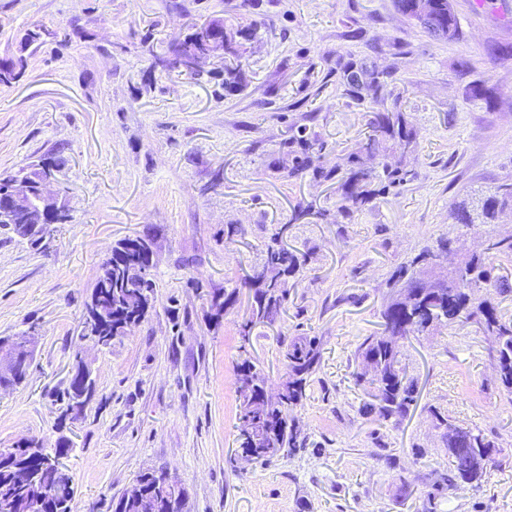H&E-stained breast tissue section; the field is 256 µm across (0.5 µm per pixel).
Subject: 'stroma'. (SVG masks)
<instances>
[{"mask_svg":"<svg viewBox=\"0 0 512 512\" xmlns=\"http://www.w3.org/2000/svg\"><path fill=\"white\" fill-rule=\"evenodd\" d=\"M452 2L458 32L447 39L396 0H0V58L26 61L0 85V173L62 154L72 215L37 249L0 233V337L39 336L26 381L0 391V448L68 437L72 512H110L150 467L185 489L187 512H421L434 471L448 466L434 406L502 450L481 490L459 485L437 512H512V397L497 384L490 337L442 327L411 339L419 396L395 427L363 414L351 381L357 345L382 330L396 267L440 238L476 249L512 232V211L466 229L452 211L469 191L512 184V0ZM214 19L240 54L236 92H225L219 58L200 76L154 65ZM34 25L70 38L25 45ZM243 28L251 40L238 38ZM345 54L391 72L386 102L414 137L389 157L412 180L349 220L336 215L335 181L287 174L298 129L330 165L367 131L371 104L336 73ZM300 205L312 213L293 220ZM143 234L153 238V310L111 347L88 348L96 392L59 424L56 393L100 267L117 240ZM275 234L308 262L280 320L245 339L242 278ZM225 288L237 298L216 321L209 294ZM296 336L323 349L290 413L307 446L268 464L239 460L238 368L251 361L276 391L280 347Z\"/></svg>","mask_w":512,"mask_h":512,"instance_id":"1","label":"stroma"}]
</instances>
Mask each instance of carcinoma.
I'll list each match as a JSON object with an SVG mask.
<instances>
[{
  "instance_id": "obj_1",
  "label": "carcinoma",
  "mask_w": 512,
  "mask_h": 512,
  "mask_svg": "<svg viewBox=\"0 0 512 512\" xmlns=\"http://www.w3.org/2000/svg\"><path fill=\"white\" fill-rule=\"evenodd\" d=\"M399 10L425 32L447 38L456 29V16L451 0H433L431 14L423 18L415 12L414 0H397ZM58 33L41 26L24 34L27 44L42 43L56 38ZM23 58L0 59V84L9 85L24 73ZM336 72L349 87L350 96L358 102L384 104V89L391 74L364 60L336 61ZM367 135L359 140L348 156L350 168L341 165L324 166V156L313 151L305 130L300 129L288 142L292 167L288 173L312 172L316 178L336 179L341 190L337 214L350 218L358 208L390 189L411 181L412 173L398 164L367 168L363 159L381 152L406 150L413 143V133L407 128L403 113L394 109L375 112L367 119ZM512 208V184H503L488 193H476L454 205L457 225L469 227L480 220L494 224L499 215ZM491 246L464 256V267L448 273V285L435 292L421 295L415 291L401 299L394 297L398 289L424 267L435 251L448 250L449 240L426 247L410 260L398 266L387 280V292L381 310L383 332L363 338L354 357L357 363L351 373L354 386L367 398L362 411L374 414L377 420L398 425L417 401V383L410 374L404 354V343L411 337L427 336L439 326L464 329L474 326L493 339L492 357L500 384L512 394V317H505L502 303L512 295V282L496 275L495 262L501 257L512 259V233L489 239ZM147 237L124 238L112 246V255L101 267L91 299L110 310L112 320L97 324L92 332L110 346L112 341L129 332L128 325L144 321L152 308L156 284L152 274L153 255L148 251ZM306 258L290 250L274 238L267 244L263 260L243 278L252 292L251 313L241 324L243 335H249L257 324L273 325L288 299L290 281L300 275ZM288 373L285 390L273 401L265 390L266 377L256 366L245 360L238 370L239 448L256 461L267 462L285 457L307 445L306 438L287 413L305 397L306 386L322 361L320 340L315 336H296L282 351ZM65 411L83 410L88 400L76 380L62 390ZM436 427H453L457 438H445L449 470L439 474L422 502V512H435V500L463 483L473 488L482 485L497 467V460L483 464V456L498 454L491 440L478 428L453 423L440 411L432 410ZM72 451L66 441L54 448H45L38 440L19 441L12 448H0V498H15L23 489L13 483L12 467L28 463L37 468L35 480L45 485L57 502L70 505L74 497L72 476L59 468V460ZM170 478L162 468H147L137 476L144 497L153 495L156 485Z\"/></svg>"
}]
</instances>
